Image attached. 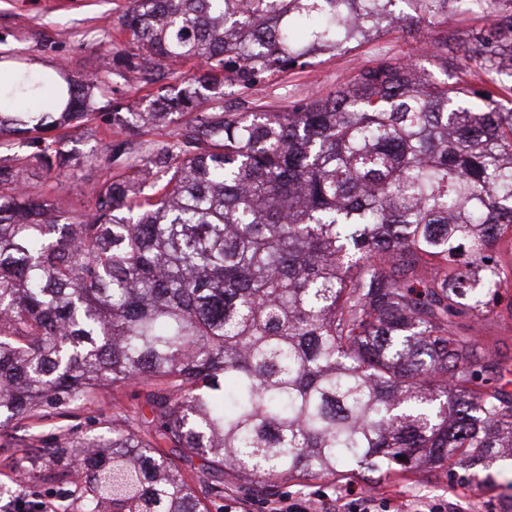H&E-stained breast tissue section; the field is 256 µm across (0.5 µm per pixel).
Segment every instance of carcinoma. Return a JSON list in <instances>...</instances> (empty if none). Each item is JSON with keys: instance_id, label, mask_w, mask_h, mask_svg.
<instances>
[{"instance_id": "1", "label": "carcinoma", "mask_w": 512, "mask_h": 512, "mask_svg": "<svg viewBox=\"0 0 512 512\" xmlns=\"http://www.w3.org/2000/svg\"><path fill=\"white\" fill-rule=\"evenodd\" d=\"M129 0L99 71L0 80V430L72 419L106 388L154 415L38 440L19 482L78 512H209L240 484L387 475L512 456V369L465 335L508 299L512 0L467 52L487 79L439 83L383 59L286 109L224 110V85L304 68L449 0ZM448 67V34L432 41ZM196 70L175 79V66ZM156 86L101 102L108 79ZM174 126L172 141L147 138ZM99 129L104 175L69 213L28 188ZM403 459H398V456ZM217 478L197 495L175 459Z\"/></svg>"}]
</instances>
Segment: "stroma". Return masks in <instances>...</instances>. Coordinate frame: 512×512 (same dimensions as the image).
I'll return each mask as SVG.
<instances>
[{"label":"stroma","mask_w":512,"mask_h":512,"mask_svg":"<svg viewBox=\"0 0 512 512\" xmlns=\"http://www.w3.org/2000/svg\"><path fill=\"white\" fill-rule=\"evenodd\" d=\"M128 0H0V60L23 65L42 64L48 69L65 67L71 75H87L98 70L104 48L119 40L120 18ZM488 0H450L442 20L448 31V55L453 63L441 68L423 48L435 35L434 28L414 27L393 30L363 44H350L347 51L324 53L312 66L276 73L250 86L226 88L224 106L245 111L259 105L284 108L294 100L320 96L336 90L364 67L387 56L415 64L433 80L456 82L461 76L456 58L465 53L468 35L488 22ZM468 333L493 351L496 359L512 365V313L504 307L468 325ZM146 415L145 390L140 386L104 390L91 410L79 414L84 430L99 429V418L116 413ZM376 497L378 501L407 504L419 512L434 501L455 503L459 512H507L512 497V460L500 459L480 471L477 481L462 484L447 471L370 475L363 479L332 481L327 478L303 484L281 486L278 494L336 497L346 489Z\"/></svg>","instance_id":"35a3bbf8"}]
</instances>
